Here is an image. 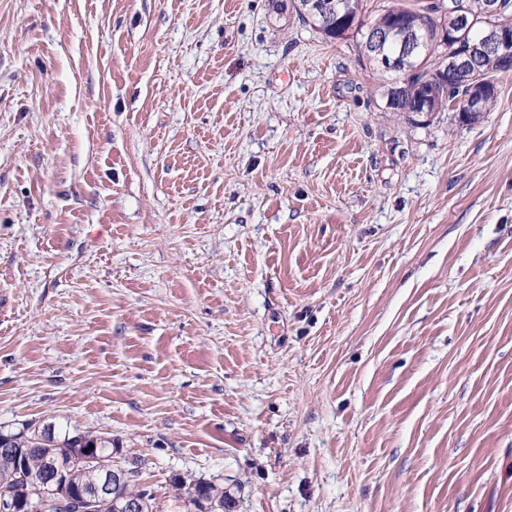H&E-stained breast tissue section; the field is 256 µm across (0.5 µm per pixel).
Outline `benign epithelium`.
<instances>
[{
  "mask_svg": "<svg viewBox=\"0 0 512 512\" xmlns=\"http://www.w3.org/2000/svg\"><path fill=\"white\" fill-rule=\"evenodd\" d=\"M448 12L457 21V30L466 32L472 25V0H448ZM445 40L457 43L452 48L445 69L449 73L471 68L473 62L484 52H493L505 66H512V31L498 27H488L469 40L455 33L445 35ZM364 44L377 55L380 68L397 72L399 66L409 61L415 62L423 53L424 44L419 37L399 26L383 30L369 25L364 31ZM487 87L478 83L454 103L463 116L476 115L482 110ZM10 440L1 435L0 447L6 448V458L17 466L20 479L30 487L26 497L17 499L11 494L0 496V512H48L53 508H65L72 504L82 505L84 512H100L104 504H109L116 512H145L146 499L112 496V485L130 478L134 461L122 467L105 468L101 465L100 449L76 448L71 452L73 467L81 468L95 475L93 482L96 498L87 500L68 485L69 469L57 464L55 458L46 460L44 470L32 471L23 466L24 449H9Z\"/></svg>",
  "mask_w": 512,
  "mask_h": 512,
  "instance_id": "1",
  "label": "benign epithelium"
}]
</instances>
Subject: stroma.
I'll return each mask as SVG.
<instances>
[{
    "mask_svg": "<svg viewBox=\"0 0 512 512\" xmlns=\"http://www.w3.org/2000/svg\"><path fill=\"white\" fill-rule=\"evenodd\" d=\"M296 0H0V431L231 512H512V72L477 123ZM173 484L177 489L184 490V493L181 495H185L187 501V505L189 506L188 511L194 512H202L196 509V501L194 500L193 494L197 495L199 499H202L205 502H211L208 506H206L203 512H222L223 509H219L214 503L222 502L225 503V495H224V485L217 484L214 481H206V480H197L195 483L189 482L187 486V482L181 480L180 478H174ZM192 495V496H191ZM213 502V503H212Z\"/></svg>",
    "mask_w": 512,
    "mask_h": 512,
    "instance_id": "obj_1",
    "label": "stroma"
}]
</instances>
